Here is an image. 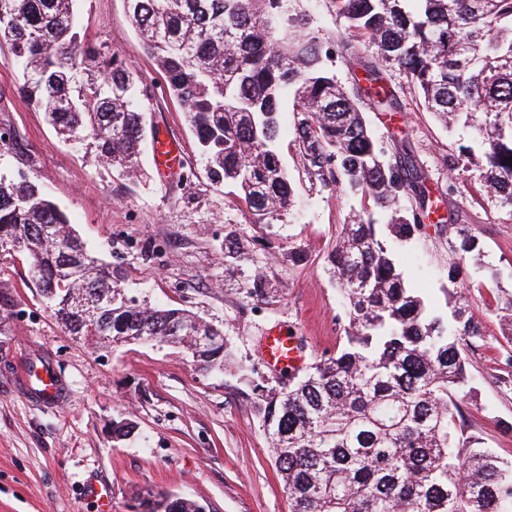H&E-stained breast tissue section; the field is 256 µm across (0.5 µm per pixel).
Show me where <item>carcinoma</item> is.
<instances>
[{
    "instance_id": "obj_1",
    "label": "carcinoma",
    "mask_w": 512,
    "mask_h": 512,
    "mask_svg": "<svg viewBox=\"0 0 512 512\" xmlns=\"http://www.w3.org/2000/svg\"><path fill=\"white\" fill-rule=\"evenodd\" d=\"M347 29L368 38L375 62L348 91L325 66L329 50L308 28L289 30L287 0H128L144 51L156 58L165 93L177 99L211 183L238 190L247 223L284 221L294 189L279 148L280 114L293 93L304 119L297 134L307 174L340 173L349 191L373 199L393 240L363 215L343 226L330 256L345 299L346 343L290 375L255 408L288 491L289 512H512V464L478 447L457 426L448 397L468 385L463 341L481 336L466 306L454 329L411 287L398 247L425 224H444V200L427 197L406 161L386 162L359 99L379 112L401 105L387 73L405 76L427 111L448 128L474 130L479 151L459 148L453 166L473 170L512 215V0H334ZM21 69L19 93L47 114L60 137L89 142L99 158L129 169L144 141L147 92L116 55L98 59L81 38L76 0H0V44ZM413 193L419 206L403 209ZM241 228L224 236V258L245 259ZM21 252L43 301L69 336L220 335L180 308L144 305L119 287L112 265L94 256L43 186L0 173V248ZM478 249L457 231L456 282ZM103 300L106 329L72 307L68 293ZM196 373L221 372L223 339L198 355ZM136 512H204L165 491L138 494Z\"/></svg>"
}]
</instances>
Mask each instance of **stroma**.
<instances>
[{
  "label": "stroma",
  "instance_id": "1",
  "mask_svg": "<svg viewBox=\"0 0 512 512\" xmlns=\"http://www.w3.org/2000/svg\"><path fill=\"white\" fill-rule=\"evenodd\" d=\"M86 37L104 55H119L149 93L146 140L133 172L98 160L65 142L42 109L17 93L21 72L9 47H0V172L40 182L97 257L111 262L123 288L136 298L185 308L219 328L237 364L224 374H196L190 358L166 343L104 348L65 334L28 273L23 253L0 250V512H129L134 495L166 490L206 512H288L270 441L254 407L251 381L278 389L282 378L262 363L260 342L282 326L309 362L335 354L345 342L346 319L328 257L343 225L373 212L371 199L342 185L309 178L297 135L302 120L293 101L281 115L280 149L296 193L289 220L267 229L246 224L229 185L205 177L196 140L179 102L162 93L156 62L143 50L126 0H78ZM291 17L307 24L332 50L327 65L352 87L355 69L339 52L351 42L362 59L364 37L348 31L333 0H288ZM392 84L398 112L365 109L386 160L402 142L443 196L458 223L429 225L400 251L412 287L431 308L449 316L468 306L482 336L464 349L470 384L454 392L466 432L512 462V214L497 209L475 174L448 160L469 131H448L427 112L418 90L400 74ZM182 148V168L159 179L156 138ZM244 228L249 258L224 264V228ZM479 240L480 261H466L457 283L448 280L458 225ZM301 257L289 261V250ZM497 269L490 278L488 269ZM262 277L274 290L266 301L247 296ZM44 359L64 380L62 402L46 405L27 389L23 364ZM134 422L133 436L113 439V421Z\"/></svg>",
  "mask_w": 512,
  "mask_h": 512
}]
</instances>
